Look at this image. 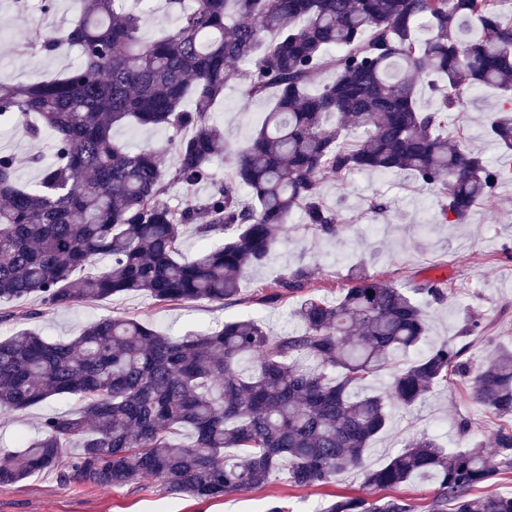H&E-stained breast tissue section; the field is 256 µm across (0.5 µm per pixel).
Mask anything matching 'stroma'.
Listing matches in <instances>:
<instances>
[{"label": "stroma", "instance_id": "obj_1", "mask_svg": "<svg viewBox=\"0 0 512 512\" xmlns=\"http://www.w3.org/2000/svg\"><path fill=\"white\" fill-rule=\"evenodd\" d=\"M78 14L79 0H59L52 16L41 13L40 0H26L21 8L14 0H0V35L13 45L12 50L0 54V75L36 83L63 73L75 60L74 51L45 57L30 53L26 42L36 30L69 26ZM250 68L247 61L230 64L232 77L213 114L228 150L248 142L274 101L270 94L246 99L240 74ZM499 100L498 91L479 88L466 95L462 108L448 114L449 134L464 131L466 146L506 173L498 195L476 206L467 223H439L438 196L409 173L361 172L343 185L324 174L320 177L324 198L338 208L346 232L336 239H324L305 225L294 224L267 264L245 270L238 302L221 308L208 302L162 306L143 295L129 294L68 308L42 306L36 317L22 322L7 318L10 305L0 302V338L23 328L51 340L71 337L89 321L116 315L147 319L155 330L172 337L206 332L226 318L247 316L280 333L294 325L293 305L260 302L258 292L265 284L289 269L307 266L313 271L316 293L333 299L349 265L362 257L369 273L384 282L403 284L416 276L445 282L447 301L427 309L431 335L457 344L465 318L480 319L487 338L471 345L465 354L470 371H477L490 349L512 346V259L504 256L505 248H512V158L487 134V123ZM50 142L47 135L32 140L15 129H0V149L19 158L18 175L24 183H34L40 177L39 170L27 164V157L47 153ZM376 198L384 202V211L371 208L370 202ZM76 409L75 400L62 399L15 415L0 424V447L13 449L20 435H34L44 415ZM502 424V418L474 401L469 377L454 375L416 407H394L392 423L373 442L362 467L340 473L329 484L299 488L280 474L262 488L198 502L153 480L107 488L76 481L64 485L54 474L39 473L24 483L0 486V512H265L273 501L284 512H321L334 495L361 493L364 470L384 465L414 435L434 436L449 448L465 446L474 439L488 445Z\"/></svg>", "mask_w": 512, "mask_h": 512}]
</instances>
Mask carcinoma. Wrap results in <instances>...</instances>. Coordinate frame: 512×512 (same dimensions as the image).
<instances>
[{
    "label": "carcinoma",
    "instance_id": "carcinoma-1",
    "mask_svg": "<svg viewBox=\"0 0 512 512\" xmlns=\"http://www.w3.org/2000/svg\"><path fill=\"white\" fill-rule=\"evenodd\" d=\"M182 2L169 0L179 25L145 41L147 15L128 0H84L76 22L29 44L45 56L77 48L62 76L35 84L0 76V126L52 134L50 156L33 159L41 170L33 186L16 178V156L0 152V301L20 303L11 316H31L32 298L53 308L128 293L159 305L232 304L242 271L271 258L294 214L323 238L345 233L323 201V171L341 184L359 171H407L437 192L452 224L495 198L503 173L463 136L448 137L446 114L471 89L501 90L506 105L489 135L512 151L507 0H194L188 10ZM468 19L478 29L466 36ZM243 60L254 62L243 74L246 98L273 90L274 106L249 143L224 153V186L175 209L171 185L191 190L212 179L224 146L212 112L228 64ZM323 69L333 79L309 91ZM430 76L438 78L435 103L422 109L420 83ZM121 125L170 134L161 146L132 150L113 136ZM189 227L218 245L185 257ZM365 266L349 267L334 302L302 297L298 325L284 334L236 317L172 338L140 318L113 316L72 338L23 330L0 339V419L61 398L79 403L45 416L20 449L0 454V485L42 471L63 484L153 479L207 502L260 488L281 471L310 487L359 466L387 429L391 404L413 406L448 384L466 351L428 341L426 309L447 300L442 282L396 286ZM311 278L305 266L291 269L262 288L261 300L283 302ZM388 370L389 387L368 391ZM471 391L511 418L512 350H493ZM493 447L492 457L477 442L449 450L416 436L366 471L363 487L369 494L429 478L437 492L426 512H512V494H472L512 470L511 425L495 432ZM323 512L417 510L400 497L346 494Z\"/></svg>",
    "mask_w": 512,
    "mask_h": 512
}]
</instances>
